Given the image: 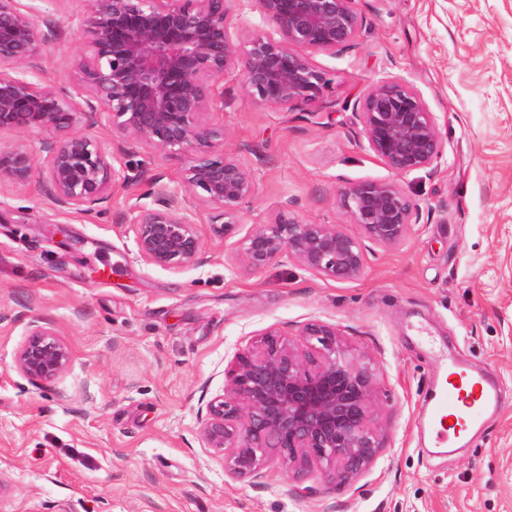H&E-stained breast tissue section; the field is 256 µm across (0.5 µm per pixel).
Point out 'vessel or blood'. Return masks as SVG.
I'll return each mask as SVG.
<instances>
[{"instance_id":"1","label":"vessel or blood","mask_w":512,"mask_h":512,"mask_svg":"<svg viewBox=\"0 0 512 512\" xmlns=\"http://www.w3.org/2000/svg\"><path fill=\"white\" fill-rule=\"evenodd\" d=\"M498 403L499 393L492 379L452 367L446 385L427 409V418L436 436L453 442L474 429Z\"/></svg>"}]
</instances>
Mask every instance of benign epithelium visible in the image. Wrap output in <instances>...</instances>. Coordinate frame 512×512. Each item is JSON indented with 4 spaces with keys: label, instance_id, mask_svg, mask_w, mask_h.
Returning a JSON list of instances; mask_svg holds the SVG:
<instances>
[{
    "label": "benign epithelium",
    "instance_id": "benign-epithelium-1",
    "mask_svg": "<svg viewBox=\"0 0 512 512\" xmlns=\"http://www.w3.org/2000/svg\"><path fill=\"white\" fill-rule=\"evenodd\" d=\"M233 0H82L83 50L68 73L83 104L50 81L27 73L60 38L51 20L37 27L50 0H0V133L38 129L44 167L25 143L0 148V185L43 175L61 215L90 214L111 191H128L139 258L180 271L199 260L198 206L211 213L213 232L239 224L254 193L252 173L224 150V74L235 73L256 103L306 110L324 102L331 79L311 62L318 52L353 46L362 26L355 0H250L275 25L272 34L243 42L230 34ZM91 114L105 117L112 152L73 128ZM355 118L367 148L392 173L388 180L347 181L340 212L357 226L312 224L284 203L237 243L239 268L249 272L290 260L334 282L358 278L366 243L401 244L414 204L395 177L434 166L442 144L435 113L404 83L383 80L359 96ZM150 148L179 162L177 185L158 174L147 192L123 161ZM154 197L150 204L141 199ZM298 335L316 341L299 351L288 333L268 331L224 367V392L200 416V434L227 456L234 479H259L279 457L297 480L319 469L330 488L347 484L376 460L385 444L374 419L375 363L359 361L336 326L319 320ZM68 346L39 320L17 347V370L36 383L57 379L70 362Z\"/></svg>",
    "mask_w": 512,
    "mask_h": 512
}]
</instances>
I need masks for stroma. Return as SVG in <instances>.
Segmentation results:
<instances>
[{
    "label": "stroma",
    "instance_id": "stroma-1",
    "mask_svg": "<svg viewBox=\"0 0 512 512\" xmlns=\"http://www.w3.org/2000/svg\"><path fill=\"white\" fill-rule=\"evenodd\" d=\"M355 7L354 45L312 56L336 104L321 122L256 104L224 75V148L255 189L226 237L198 208L197 264L140 260L124 190L99 213L63 216L39 181L0 187V512H512V0ZM81 9L50 6L61 37L38 79L65 81ZM392 78L422 96L442 143L433 170L397 178L416 206L406 240L369 246L349 282L293 263L239 270L236 242L281 203L343 224L342 181L392 177L352 114L357 96ZM35 318L71 351L40 386L14 365ZM314 319L376 363L384 451L335 491L316 471L293 481L275 457L260 479H230L202 440L200 395L222 394L225 366L259 335ZM451 363L494 372L501 404L450 450L425 406Z\"/></svg>",
    "mask_w": 512,
    "mask_h": 512
}]
</instances>
